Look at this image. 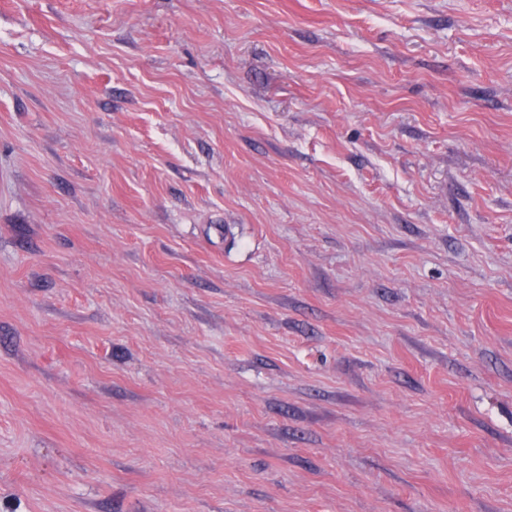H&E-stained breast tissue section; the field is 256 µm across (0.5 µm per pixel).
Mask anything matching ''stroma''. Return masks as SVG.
<instances>
[{
  "instance_id": "1",
  "label": "stroma",
  "mask_w": 512,
  "mask_h": 512,
  "mask_svg": "<svg viewBox=\"0 0 512 512\" xmlns=\"http://www.w3.org/2000/svg\"><path fill=\"white\" fill-rule=\"evenodd\" d=\"M0 512H512V0H0Z\"/></svg>"
}]
</instances>
